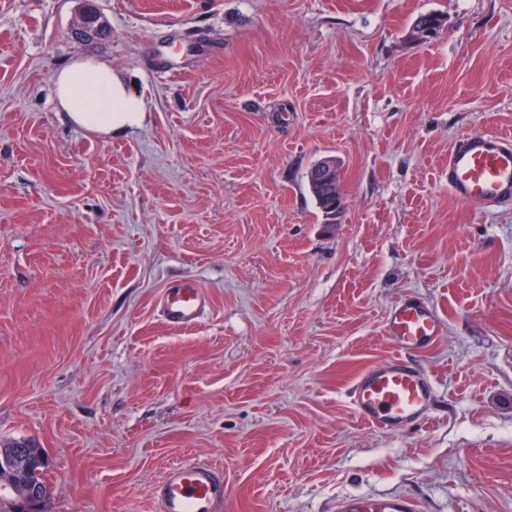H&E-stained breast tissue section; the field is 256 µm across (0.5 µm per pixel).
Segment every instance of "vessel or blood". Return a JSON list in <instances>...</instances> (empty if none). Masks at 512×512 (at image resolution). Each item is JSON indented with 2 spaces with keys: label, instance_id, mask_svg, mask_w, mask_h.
Segmentation results:
<instances>
[{
  "label": "vessel or blood",
  "instance_id": "vessel-or-blood-1",
  "mask_svg": "<svg viewBox=\"0 0 512 512\" xmlns=\"http://www.w3.org/2000/svg\"><path fill=\"white\" fill-rule=\"evenodd\" d=\"M446 184L457 200L490 207L512 202V138L499 134H466L448 150ZM207 305L197 284L166 289L160 308L174 326L195 325ZM442 330L435 309L411 297L400 300L384 332L395 355L362 371L349 399L355 415L370 427L399 432L421 424L429 415L435 384L423 368L410 363L406 352L433 346ZM150 495L157 512H223L224 472L204 460H186L168 467L153 483ZM406 494L365 492L338 498L333 512H422Z\"/></svg>",
  "mask_w": 512,
  "mask_h": 512
}]
</instances>
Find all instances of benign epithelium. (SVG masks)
<instances>
[{
    "label": "benign epithelium",
    "mask_w": 512,
    "mask_h": 512,
    "mask_svg": "<svg viewBox=\"0 0 512 512\" xmlns=\"http://www.w3.org/2000/svg\"><path fill=\"white\" fill-rule=\"evenodd\" d=\"M97 12L86 9L81 17L77 35L92 37L100 34ZM339 166L335 158L320 159L309 171L308 181L327 190L338 185ZM45 459L32 458L31 445L16 444L12 447L0 448V497L17 504L24 505L25 512H46L48 505V488L28 480L32 468L42 464Z\"/></svg>",
    "instance_id": "7a95c632"
}]
</instances>
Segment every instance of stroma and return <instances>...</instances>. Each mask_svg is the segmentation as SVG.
<instances>
[{
  "mask_svg": "<svg viewBox=\"0 0 512 512\" xmlns=\"http://www.w3.org/2000/svg\"><path fill=\"white\" fill-rule=\"evenodd\" d=\"M0 0V440L48 453L49 512H156L188 458L224 512H330L357 492L512 512V203L452 197L448 149L512 134V0ZM445 27L410 42L419 14ZM110 64L121 136L63 122L53 74ZM339 162L326 225L308 171ZM207 310L169 325L165 288ZM444 333L436 394L395 434L354 414L394 304ZM206 306L207 300L202 288L192 282L167 288L160 300L165 320L181 327L195 325Z\"/></svg>",
  "mask_w": 512,
  "mask_h": 512,
  "instance_id": "35a3bbf8",
  "label": "stroma"
}]
</instances>
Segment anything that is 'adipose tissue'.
Here are the masks:
<instances>
[{
	"label": "adipose tissue",
	"mask_w": 512,
	"mask_h": 512,
	"mask_svg": "<svg viewBox=\"0 0 512 512\" xmlns=\"http://www.w3.org/2000/svg\"><path fill=\"white\" fill-rule=\"evenodd\" d=\"M54 104L72 125L97 134H120L142 127L146 110L111 66L77 56L54 76Z\"/></svg>",
	"instance_id": "obj_1"
}]
</instances>
